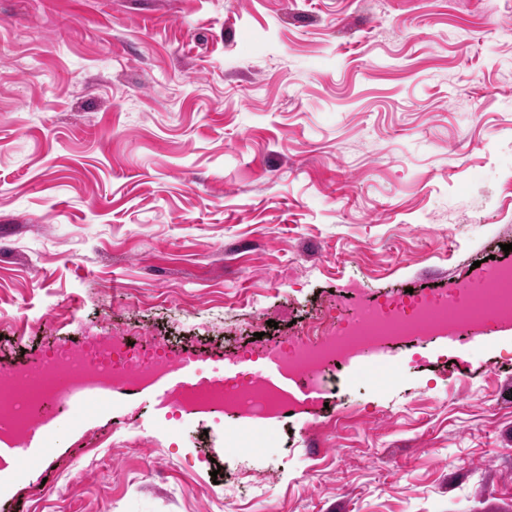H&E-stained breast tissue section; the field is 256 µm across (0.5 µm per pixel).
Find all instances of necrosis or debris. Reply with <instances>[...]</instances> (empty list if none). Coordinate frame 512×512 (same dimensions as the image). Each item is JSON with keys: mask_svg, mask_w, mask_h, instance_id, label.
I'll return each instance as SVG.
<instances>
[{"mask_svg": "<svg viewBox=\"0 0 512 512\" xmlns=\"http://www.w3.org/2000/svg\"><path fill=\"white\" fill-rule=\"evenodd\" d=\"M480 291L467 288L391 290L367 302L319 305L285 336L239 346L244 359H273L283 371L329 393V424L347 417L349 408L332 395L331 379L350 359L383 349L424 351L451 336L474 341L492 326L512 325V264L487 269ZM196 351L180 353L168 338L88 335L47 339L39 357L26 363L0 361V440L24 441L46 416L77 413L89 402L86 389L101 386L133 392L171 369L198 365ZM169 415L181 420L197 414L218 418L253 415L282 422L298 404L253 373L226 378L203 375L168 399Z\"/></svg>", "mask_w": 512, "mask_h": 512, "instance_id": "1", "label": "necrosis or debris"}]
</instances>
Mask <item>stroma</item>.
<instances>
[{"mask_svg":"<svg viewBox=\"0 0 512 512\" xmlns=\"http://www.w3.org/2000/svg\"><path fill=\"white\" fill-rule=\"evenodd\" d=\"M512 243V0H0V353L78 308L213 350L287 334L344 279L447 289ZM27 337L17 350L12 337ZM458 357L456 368L445 366ZM352 364L337 428L171 423L163 378L61 414L0 512H512V329Z\"/></svg>","mask_w":512,"mask_h":512,"instance_id":"1","label":"stroma"}]
</instances>
